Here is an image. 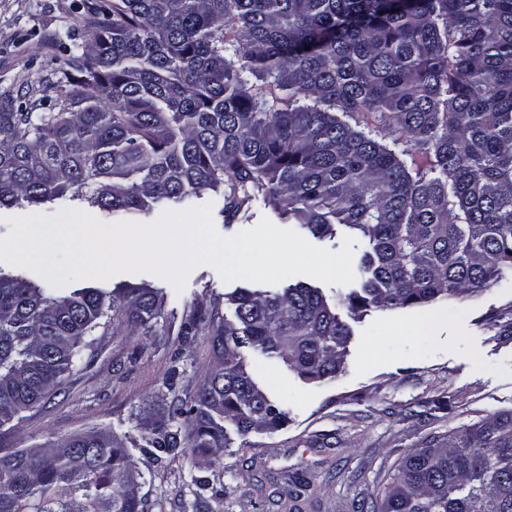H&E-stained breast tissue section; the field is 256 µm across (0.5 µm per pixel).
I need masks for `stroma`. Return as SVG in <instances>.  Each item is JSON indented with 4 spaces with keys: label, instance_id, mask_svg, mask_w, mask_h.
Returning <instances> with one entry per match:
<instances>
[{
    "label": "stroma",
    "instance_id": "35a3bbf8",
    "mask_svg": "<svg viewBox=\"0 0 512 512\" xmlns=\"http://www.w3.org/2000/svg\"><path fill=\"white\" fill-rule=\"evenodd\" d=\"M85 0H0V94L23 109L53 103L81 40ZM163 294L156 332L102 331L62 388L0 431V448L53 445L111 429L141 475L145 512H378L397 467L430 437L512 411V288L351 321L346 368L308 382L277 361L246 358L287 413L275 432L241 437L212 465L158 457L142 436L173 399L191 402L216 362L205 329L233 317L241 281L195 267L183 288L151 273H121L108 289ZM198 332L182 333L187 320Z\"/></svg>",
    "mask_w": 512,
    "mask_h": 512
}]
</instances>
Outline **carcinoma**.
I'll return each instance as SVG.
<instances>
[{
    "label": "carcinoma",
    "instance_id": "1",
    "mask_svg": "<svg viewBox=\"0 0 512 512\" xmlns=\"http://www.w3.org/2000/svg\"><path fill=\"white\" fill-rule=\"evenodd\" d=\"M87 46L28 111L0 99V207L85 201L107 222L212 197L229 224L263 207L314 237L368 239L358 290L233 292L210 321L218 365L146 449L218 458L285 410L243 349L306 381L345 368L349 318L512 287V0H87ZM310 50H305V47ZM148 288L53 296L0 272V428L66 377L99 328L152 331ZM189 416L181 439L175 421ZM381 512H512V411L428 439ZM0 512H144L105 428L0 448Z\"/></svg>",
    "mask_w": 512,
    "mask_h": 512
}]
</instances>
